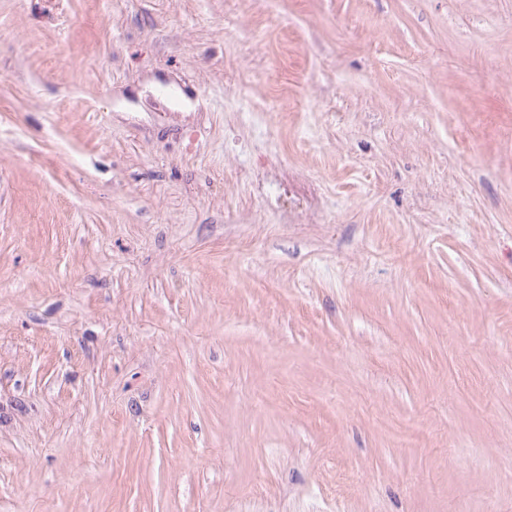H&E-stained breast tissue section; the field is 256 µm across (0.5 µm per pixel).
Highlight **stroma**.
<instances>
[{
    "mask_svg": "<svg viewBox=\"0 0 512 512\" xmlns=\"http://www.w3.org/2000/svg\"><path fill=\"white\" fill-rule=\"evenodd\" d=\"M0 512H512V0H0Z\"/></svg>",
    "mask_w": 512,
    "mask_h": 512,
    "instance_id": "obj_1",
    "label": "stroma"
}]
</instances>
